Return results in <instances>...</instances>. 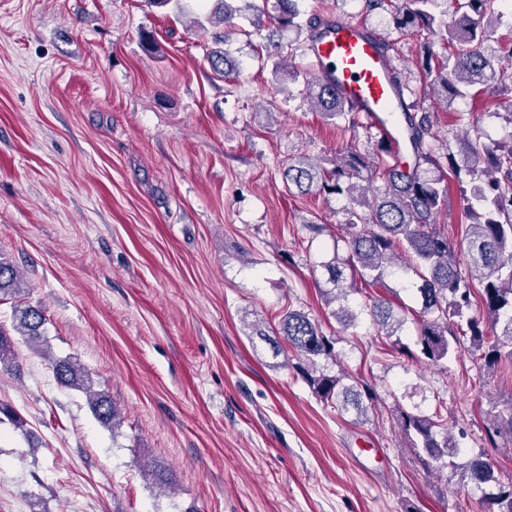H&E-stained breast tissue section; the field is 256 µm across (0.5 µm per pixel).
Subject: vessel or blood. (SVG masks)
Masks as SVG:
<instances>
[{
    "label": "vessel or blood",
    "mask_w": 512,
    "mask_h": 512,
    "mask_svg": "<svg viewBox=\"0 0 512 512\" xmlns=\"http://www.w3.org/2000/svg\"><path fill=\"white\" fill-rule=\"evenodd\" d=\"M310 62L320 79L352 102L367 123L385 134L398 149L404 120L390 57L365 27L338 18L323 24L309 48Z\"/></svg>",
    "instance_id": "1"
}]
</instances>
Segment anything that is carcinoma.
Here are the masks:
<instances>
[{
  "instance_id": "carcinoma-1",
  "label": "carcinoma",
  "mask_w": 512,
  "mask_h": 512,
  "mask_svg": "<svg viewBox=\"0 0 512 512\" xmlns=\"http://www.w3.org/2000/svg\"><path fill=\"white\" fill-rule=\"evenodd\" d=\"M437 0H365L367 13L382 10L389 15L388 27L403 36L422 39L417 64L422 70L434 99L450 108L460 97L477 87L512 84V72L499 66V57L491 38L499 25V0H457L453 23L435 13ZM253 17L257 27L269 22L270 31L264 49L278 58L285 77L288 57L294 43L285 44L281 35L293 31L312 41L325 17L315 15L301 20L298 0H215L206 20L195 21L224 27L212 34L222 42L236 31L235 19L244 14ZM442 32L449 52L443 56L433 50L430 36ZM214 74L231 78L235 74L226 52H206ZM310 104L327 118L357 125L355 108L332 85L312 77L305 83ZM406 133L411 160L396 157L382 138L374 141L370 153L349 147L332 168L326 169L313 159L299 156L283 170L287 187L301 194L313 190L344 196L345 221L341 224L346 256L321 263L328 288L325 304L337 306L332 316L346 328L357 325L360 312L350 296L360 292L357 281L371 286L406 266L419 279L416 296L420 303L417 317V345L420 355L440 364L452 352L467 343L482 365L492 370L503 361H512V136L507 140L486 139L478 127L474 137L466 139V153L457 162L450 151L440 154L431 139L428 113L410 112L416 103L404 104ZM461 183L466 223L464 243L468 256V275L461 271V247L448 239V232L437 222L448 207V174ZM482 287L480 302H475L472 281ZM22 280L14 266L0 259V295L21 294ZM372 323L386 336H397L405 317L395 312L390 301L379 298L369 305ZM44 317L36 307L18 304L13 308V330L27 346L42 355ZM253 334L267 341L274 356L294 353V370L322 402L343 412L352 409L364 414L374 406L372 388L345 370L331 374L326 363L336 362V338L327 336L308 314L288 310L280 318L279 328L269 335L259 325H251ZM12 333V334H14ZM12 334L0 327V372L20 370L17 347ZM60 385L86 394L95 418L104 426H113L119 416L111 397L94 389L89 371L67 359H49ZM0 417L6 418L22 434L29 433L25 419L7 404L0 403ZM488 440L502 435L512 437V403L490 415ZM400 425L417 451L419 463L431 474L448 466L459 443L448 432L442 410L400 411ZM466 471L476 485L493 484L482 501L483 512H512V481L501 482L494 467L480 455L471 459Z\"/></svg>"
}]
</instances>
